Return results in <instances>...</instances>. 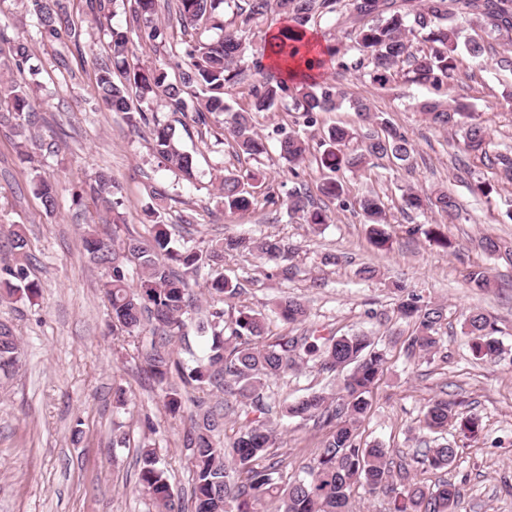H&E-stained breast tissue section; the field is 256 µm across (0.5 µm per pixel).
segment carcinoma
<instances>
[{
  "instance_id": "obj_1",
  "label": "carcinoma",
  "mask_w": 512,
  "mask_h": 512,
  "mask_svg": "<svg viewBox=\"0 0 512 512\" xmlns=\"http://www.w3.org/2000/svg\"><path fill=\"white\" fill-rule=\"evenodd\" d=\"M29 12L38 21L41 37L56 35L58 26L68 22L60 0H26ZM167 10L175 12L179 28L171 32L158 24V0H134L129 27L107 30V56L90 53L80 55L82 63H91L95 92L108 110L122 112L130 125L153 124L154 149L162 163L190 181L194 177V160L186 151L170 124L148 117L149 105L164 101L170 111L185 116L192 113L194 123L209 126L210 117L224 116L225 139L236 155L257 156L267 151V137L253 125L251 113L271 112L279 107L287 112H299L308 127L316 124L319 112H331L349 104L358 118H372L371 107L360 99L347 97L346 91L332 83H303L283 76L270 75L252 87L250 110L233 111L224 102V86L238 79V63L250 47L249 34L253 23L271 11L286 16L289 25L278 32L272 48L293 56L301 50L307 32L328 18L336 20L342 36L322 53L344 72H360L381 87L386 86L398 70H406L413 82L428 84L435 90L448 85L456 69V54L460 31L458 22L475 21L485 39L466 43L468 53L482 58L493 49L499 68L512 69V0H233L237 23H224V3L227 0H163ZM217 31L216 36L202 38L203 31ZM136 31L155 50L171 54L182 51L176 63L178 75L172 77L161 67L129 70V33ZM429 44L428 50H412L413 39ZM33 52L19 40L12 47V58L1 63L0 98L8 100L15 135L20 137L16 148L20 161L33 162L28 150L33 137L35 109L33 87L19 80L24 74H37L31 63ZM124 74V81L114 80V70ZM426 121L440 128L461 132L460 151L479 159L483 165L497 171L500 179L512 183V153L491 149L490 132L478 120L471 107L457 99L432 98L419 103ZM279 156L288 165L303 162L310 146L305 139L276 129ZM361 139L356 149L349 144ZM320 156L316 161L334 176L317 186L319 193L331 200H342L348 190L340 171H360L375 167L387 159L405 166L414 153L411 140L386 122L381 132L360 135L355 126H334L318 143ZM253 175L229 174L221 178L219 191L224 208L245 212L253 201L244 190L243 180ZM31 181L45 211L55 208L57 183L36 173ZM93 200L108 213H116L120 205L119 186L107 171H99L88 184ZM403 205L411 211H423L433 205L448 216L455 215L458 204L448 191L439 189L434 196H422L414 190L403 195ZM370 242L383 248L389 243L384 229L386 212L380 199L363 196L358 200ZM288 211L304 223L317 228L326 223L327 215L315 204L311 194L300 188L288 199ZM7 244L15 255L29 257L28 240L19 230L10 232ZM89 261L107 269L103 282L110 305L112 326L129 336L149 330L159 340L144 354L149 377L161 386L164 406L176 416L184 409L180 390L169 383L171 368L180 363L171 359L164 343L182 339L189 311L196 307L197 298L190 289L187 275L197 271L207 259L216 263L224 253L234 250L258 251L269 260H277L288 251L281 239L265 237L222 238L206 252L176 245L166 225L154 224L147 238H129L121 242L111 235L102 236L92 229L84 238ZM14 281L0 283V296L18 294L31 297L36 285L28 281L26 268L19 265L9 270ZM210 297L230 300L239 293V286L217 276L207 282ZM398 313L417 325L410 337L411 351L429 354L438 345L436 326L443 317V307L422 304L420 299L400 289ZM275 309L290 323L305 320L307 311L297 299H280ZM209 328L212 343L209 350L189 372L181 373L182 382L199 389L227 388L251 400V412L257 417L246 421L240 435L232 443L234 467L226 464V449L216 440L221 417L211 411H196L188 417L190 428L184 436L193 472L192 499L194 512H256V505L268 498L276 503L275 512H348L352 485L360 483L374 491L386 488L391 478L392 461L385 448L361 447L356 424L370 410L369 396L383 372L386 355L374 346L365 334L352 336H282L277 341H265V318L250 310L240 309L231 320H224V310L210 313ZM464 328L471 337L473 353L481 357L501 354L494 329L481 312L465 318ZM230 335H224L225 330ZM317 355L328 371L347 370L336 404L322 392H311L283 407L291 418L312 420L331 428L317 458L305 475L288 482L282 481L280 465L269 461V449L275 445L273 431L260 420L265 414L262 391L266 382L288 372L296 365L300 354ZM18 337L12 329L0 324V370L9 371L20 359ZM453 417L452 403L436 401L424 413L425 428L433 431L448 426ZM456 449L442 446L429 449L423 462L433 469L449 465ZM138 483L143 496L157 512H185L176 498L164 469L158 466L155 451H141ZM460 490L446 482L426 489L415 483L403 485L395 500L394 512H455Z\"/></svg>"
}]
</instances>
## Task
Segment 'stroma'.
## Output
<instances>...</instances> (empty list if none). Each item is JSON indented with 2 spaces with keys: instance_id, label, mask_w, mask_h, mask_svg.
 Listing matches in <instances>:
<instances>
[{
  "instance_id": "stroma-1",
  "label": "stroma",
  "mask_w": 512,
  "mask_h": 512,
  "mask_svg": "<svg viewBox=\"0 0 512 512\" xmlns=\"http://www.w3.org/2000/svg\"><path fill=\"white\" fill-rule=\"evenodd\" d=\"M63 2L74 31L44 40L22 0H0V60L8 58L13 41L30 44L40 66L33 131L54 146L50 152L35 150L33 164L20 163L16 137L0 126V233H24L28 278L38 286L34 297L0 300V324L12 328L24 350L16 372L0 379V512H151L138 489L145 446L154 448L174 492L191 495L185 422L166 412L161 390L144 372L142 354L151 337L113 334L102 290L107 271L90 264L83 249L92 224L113 227L121 240L148 235L151 220L145 210L150 206L160 211L173 238L203 251L212 240L239 236L279 237L290 247L282 264L245 251L190 276L197 294L219 274L240 284L242 292L221 304L209 300L192 312L187 341L175 347L184 366L208 348V338L198 336L194 326L217 307L229 315L243 308L262 314L272 339L307 336L315 329L327 336L367 334L384 349L387 363L373 388L370 411L357 426L362 445L388 448L390 458L403 464L407 478L418 484L431 488L445 481L459 487L457 512H512V260L481 245L486 236L512 243V184L499 181L480 161L459 166L454 132L431 126L415 109L417 102L435 96L468 101L488 127L495 148L512 149V72L463 50L447 88L438 91L402 73L381 88L369 77L326 68L329 82L370 103L375 120L406 132L416 152L408 170L385 161L344 172L347 205L318 197L328 222L314 230L288 217V195L301 185L316 189L325 172L310 157L289 173L276 141H269L267 153L260 156H238L221 142L219 129L201 131L190 118L158 103L155 115L175 126L194 157L195 177L187 181L164 167L147 127H132L123 113L99 104L93 71L81 68L77 59L80 45L107 53V27L95 21L88 0ZM285 24L282 16L271 13L253 25L251 57L242 62L238 82L224 88V98L234 109L249 107L250 90L261 79L251 59L262 56L270 36ZM253 122L261 134L282 127L315 144L332 126L357 124L358 117L345 106L320 113L317 124L307 127L296 113L279 109L255 113ZM34 169L58 184L54 212H46L33 192ZM103 169L121 188L118 224L93 204L79 207L73 202L74 193ZM249 171L264 175L262 181L245 184L254 198L252 207L225 210L218 190L221 176ZM477 177L495 182V192L473 195L469 184ZM437 188L456 198L457 215L433 208L403 212L407 190L428 193ZM269 191L275 195L271 204L264 199ZM367 193L377 195L387 213L390 240L382 249L370 243L357 205ZM434 229L448 236L451 248L429 238ZM285 265L293 270L287 278L281 274ZM363 266L374 268L375 276L359 278ZM477 267L490 275L487 290L468 286L467 275ZM398 284L422 302L443 307L435 353L407 357L414 326L396 313ZM283 297L304 303V322L291 324L276 314L274 304ZM472 311L493 322L503 347L497 358L473 355L464 329V318ZM342 378V372L321 370L318 358L311 357L268 381L263 420L275 432L273 453L284 476L304 473L313 465L329 430L283 417V403L315 391L338 397ZM181 387L186 402L223 407L219 440L231 444L245 421L247 403L212 387ZM118 388L127 396L120 407L113 401ZM437 400L456 402L455 418L440 430L421 429L424 412ZM471 417L480 420L473 435L462 428ZM446 444L458 450L448 467L423 465L426 449Z\"/></svg>"
}]
</instances>
